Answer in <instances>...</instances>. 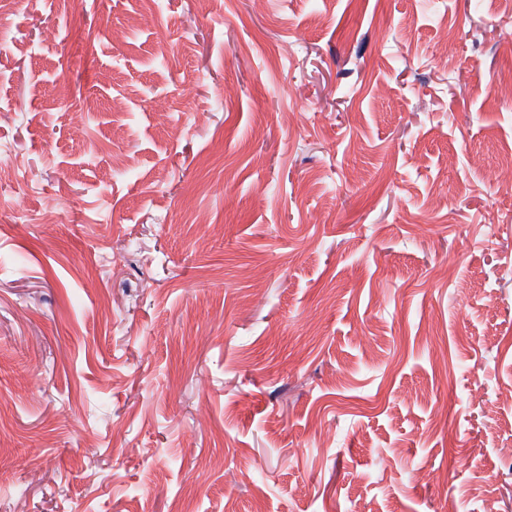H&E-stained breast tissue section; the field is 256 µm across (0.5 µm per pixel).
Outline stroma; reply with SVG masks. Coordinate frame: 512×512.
I'll return each mask as SVG.
<instances>
[{
  "label": "stroma",
  "instance_id": "1",
  "mask_svg": "<svg viewBox=\"0 0 512 512\" xmlns=\"http://www.w3.org/2000/svg\"><path fill=\"white\" fill-rule=\"evenodd\" d=\"M511 82L512 0H17L0 512H512Z\"/></svg>",
  "mask_w": 512,
  "mask_h": 512
}]
</instances>
